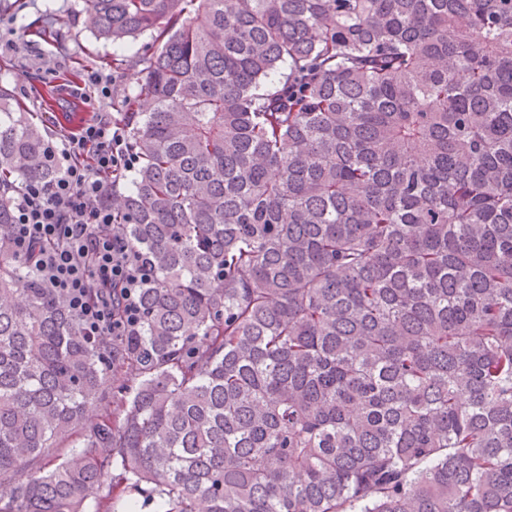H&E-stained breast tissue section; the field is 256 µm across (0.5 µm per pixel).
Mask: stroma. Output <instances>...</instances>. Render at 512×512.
Wrapping results in <instances>:
<instances>
[{"label":"stroma","instance_id":"1","mask_svg":"<svg viewBox=\"0 0 512 512\" xmlns=\"http://www.w3.org/2000/svg\"><path fill=\"white\" fill-rule=\"evenodd\" d=\"M59 14L68 24L55 38L36 35V27ZM113 51L89 29L86 0H0V88L21 110L34 113L55 152H62L66 136L74 132L73 115L90 120L100 112H116L135 89L139 70L113 72ZM89 70L112 74L111 99L90 93L72 99V89Z\"/></svg>","mask_w":512,"mask_h":512}]
</instances>
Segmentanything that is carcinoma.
<instances>
[{
	"mask_svg": "<svg viewBox=\"0 0 512 512\" xmlns=\"http://www.w3.org/2000/svg\"><path fill=\"white\" fill-rule=\"evenodd\" d=\"M88 8L155 47L150 277L93 340L0 203V512H512V0ZM55 172L0 91V181Z\"/></svg>",
	"mask_w": 512,
	"mask_h": 512,
	"instance_id": "1",
	"label": "carcinoma"
}]
</instances>
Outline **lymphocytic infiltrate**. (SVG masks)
<instances>
[{"mask_svg": "<svg viewBox=\"0 0 512 512\" xmlns=\"http://www.w3.org/2000/svg\"><path fill=\"white\" fill-rule=\"evenodd\" d=\"M135 164L126 127L102 112L68 137L55 179L0 193L14 213L16 254L36 256L91 337L131 336L141 323L137 290L150 271L114 231L112 212V173Z\"/></svg>", "mask_w": 512, "mask_h": 512, "instance_id": "f902f5d3", "label": "lymphocytic infiltrate"}]
</instances>
